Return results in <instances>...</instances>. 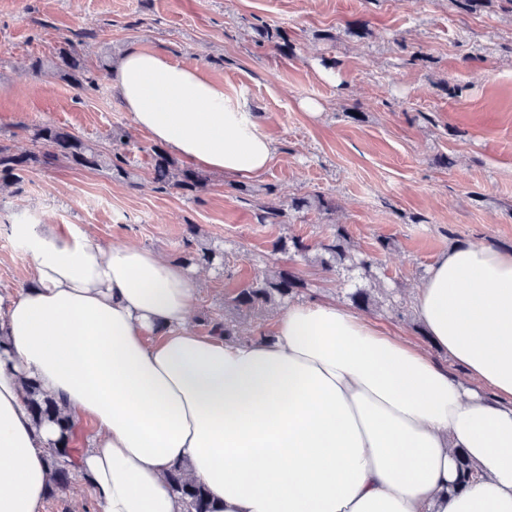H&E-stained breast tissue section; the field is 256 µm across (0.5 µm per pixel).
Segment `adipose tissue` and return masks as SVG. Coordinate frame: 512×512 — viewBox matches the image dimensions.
<instances>
[{
  "label": "adipose tissue",
  "instance_id": "obj_1",
  "mask_svg": "<svg viewBox=\"0 0 512 512\" xmlns=\"http://www.w3.org/2000/svg\"><path fill=\"white\" fill-rule=\"evenodd\" d=\"M114 82L134 122L186 163L264 172L272 137L244 93L134 46ZM33 283L0 294V512H40L56 426L22 380L90 425L77 467L101 512H186L183 465L216 512H512V250L451 248L416 292L459 364L333 301L293 302L262 341L197 333L196 279L160 253L69 224H19ZM479 480L459 491L457 457Z\"/></svg>",
  "mask_w": 512,
  "mask_h": 512
}]
</instances>
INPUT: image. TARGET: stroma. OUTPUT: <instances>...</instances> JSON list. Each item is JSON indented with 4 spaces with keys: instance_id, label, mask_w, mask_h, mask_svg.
I'll return each mask as SVG.
<instances>
[{
    "instance_id": "1",
    "label": "stroma",
    "mask_w": 512,
    "mask_h": 512,
    "mask_svg": "<svg viewBox=\"0 0 512 512\" xmlns=\"http://www.w3.org/2000/svg\"><path fill=\"white\" fill-rule=\"evenodd\" d=\"M280 29L289 52L261 40L259 25ZM86 33L97 68L81 91L29 68L62 37ZM164 52L231 92L247 93L275 141L269 168L254 177L213 174L185 196L157 190L151 134L135 126L112 82L131 46ZM306 101L321 110L303 109ZM67 127L111 146L126 141L138 175L130 187L103 170L65 162L30 169L0 192V293L31 282L33 261L14 232L25 222L73 224L104 243L161 252L179 261L186 225L223 249L225 265L198 283L192 324L220 313L240 288L278 268L306 283L299 301L348 303L372 288L363 315L448 365L417 318L413 300L448 249L483 241L512 249V6L462 13L452 0H0V140L23 151L22 128ZM322 193L334 212L290 209L292 198ZM285 209L280 224L256 219L259 203ZM344 225L353 253L370 256L374 279L315 260L272 254L278 237L310 246ZM41 512H98L78 473L47 496Z\"/></svg>"
}]
</instances>
